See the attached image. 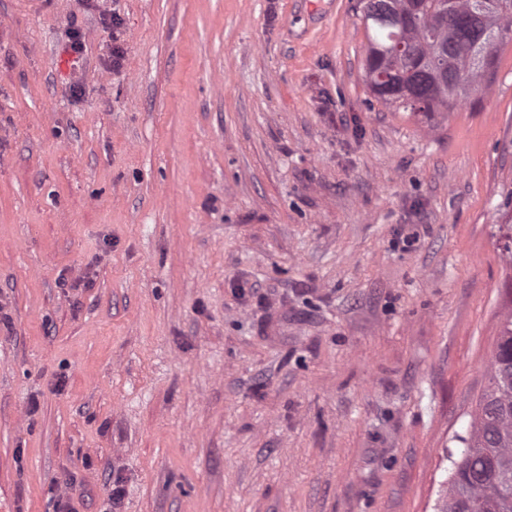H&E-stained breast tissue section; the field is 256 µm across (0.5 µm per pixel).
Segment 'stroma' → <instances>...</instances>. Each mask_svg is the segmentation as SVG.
<instances>
[{
    "instance_id": "1",
    "label": "stroma",
    "mask_w": 512,
    "mask_h": 512,
    "mask_svg": "<svg viewBox=\"0 0 512 512\" xmlns=\"http://www.w3.org/2000/svg\"><path fill=\"white\" fill-rule=\"evenodd\" d=\"M360 16L0 0V512H433L507 311L512 42L428 121Z\"/></svg>"
}]
</instances>
